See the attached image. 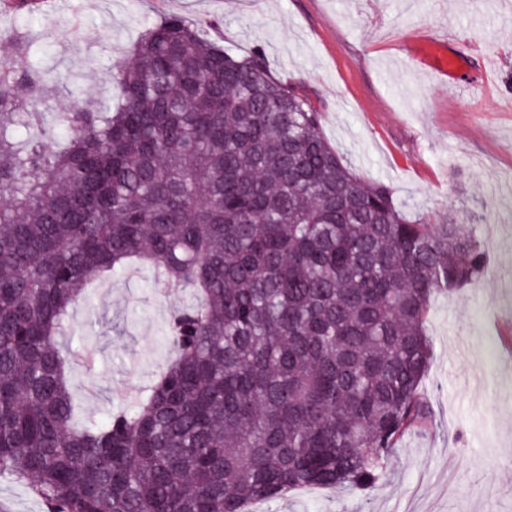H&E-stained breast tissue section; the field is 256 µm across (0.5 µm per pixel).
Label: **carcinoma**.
Masks as SVG:
<instances>
[{
    "label": "carcinoma",
    "instance_id": "carcinoma-1",
    "mask_svg": "<svg viewBox=\"0 0 512 512\" xmlns=\"http://www.w3.org/2000/svg\"><path fill=\"white\" fill-rule=\"evenodd\" d=\"M33 42L0 39V474L47 512H244L292 488H369L429 420L433 294L479 279L454 217L409 219L322 112L169 15L111 82L45 112ZM136 263L192 287L133 407L79 410L70 307Z\"/></svg>",
    "mask_w": 512,
    "mask_h": 512
}]
</instances>
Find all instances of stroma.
Returning <instances> with one entry per match:
<instances>
[{"mask_svg": "<svg viewBox=\"0 0 512 512\" xmlns=\"http://www.w3.org/2000/svg\"><path fill=\"white\" fill-rule=\"evenodd\" d=\"M172 14L213 22L207 37L236 54L262 47L361 177L390 185L409 215H453L484 254L477 283L431 300V419L390 450L375 485L297 489L253 512H512V0H47L31 15H1L0 33L27 29L30 63L53 77L83 73L84 93L97 95L122 51ZM417 25L453 27L466 95L402 62ZM179 299L134 267L97 283L93 306H73V320L92 325L73 343L85 413L132 404L156 377Z\"/></svg>", "mask_w": 512, "mask_h": 512, "instance_id": "35a3bbf8", "label": "stroma"}]
</instances>
